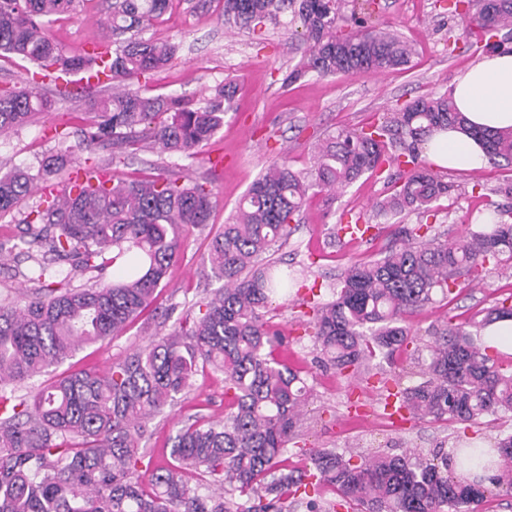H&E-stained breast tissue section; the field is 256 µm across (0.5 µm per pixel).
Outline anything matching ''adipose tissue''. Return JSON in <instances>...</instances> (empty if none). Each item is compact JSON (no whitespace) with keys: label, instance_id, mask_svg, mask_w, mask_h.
<instances>
[{"label":"adipose tissue","instance_id":"1","mask_svg":"<svg viewBox=\"0 0 512 512\" xmlns=\"http://www.w3.org/2000/svg\"><path fill=\"white\" fill-rule=\"evenodd\" d=\"M450 93L472 124L494 130L512 128V53L485 55L456 77ZM425 153L440 168L467 170L485 161L479 143L456 129L435 135Z\"/></svg>","mask_w":512,"mask_h":512}]
</instances>
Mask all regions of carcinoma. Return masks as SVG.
Listing matches in <instances>:
<instances>
[{"label": "carcinoma", "mask_w": 512, "mask_h": 512, "mask_svg": "<svg viewBox=\"0 0 512 512\" xmlns=\"http://www.w3.org/2000/svg\"><path fill=\"white\" fill-rule=\"evenodd\" d=\"M170 2L114 0L99 18L108 42L104 61L65 55L48 32L50 23L76 12L77 0H0V57L38 67L26 86L0 88V134L51 110L40 72L112 71V95L90 101L94 118L76 145L44 158L35 174L20 168L0 174V215L66 174L63 195L31 207L11 246L30 262L24 305L0 298V512H287L290 497L307 512H324L327 486L354 512H475L486 493L511 494L512 434L492 448L459 449L471 477L451 475L454 458L440 451L354 464L330 448H311L308 466L282 467L308 389L301 371L275 356L283 337L265 310L276 290L288 287L290 273L271 256L287 242L309 191L341 193L386 166L397 175L373 205L374 216L428 212L454 190L424 155L440 130L476 139L489 165L512 164V129H474L448 92L416 99L361 130H339L314 147L305 173L286 160L269 166L210 241V271L224 286L196 302L198 312L166 336L106 373H63L29 400L8 388L121 333L150 305L178 258L185 228L209 222L213 193L197 180L159 174L72 185L77 149L106 145L123 153L150 143L189 158L224 127L233 110L231 85L199 107L130 89L177 54L171 42L139 37ZM456 9L479 41L494 38L500 49L499 34L512 35V0H457ZM287 12L307 45L294 79L310 72L386 74L411 62L409 43L364 18L338 34L347 22L341 0H223L229 25ZM430 229L398 228V244L383 256L351 262L335 299L304 301L315 344L339 372L355 375L377 357L392 360L411 339L409 314L438 295L447 298L489 265L512 268V211L495 206L480 228L452 241L428 238ZM111 268L126 274L110 284L73 285L86 274L100 281ZM503 319H512V304L504 301L474 327ZM428 333L433 345L424 380L391 394L396 409L452 423L512 413V360L494 358L461 324L448 321ZM208 368L224 374L229 412L222 420L185 423L170 438L169 465L143 469L150 421ZM187 474L208 476L209 484L192 489ZM235 492L246 503L229 499Z\"/></svg>", "instance_id": "1"}]
</instances>
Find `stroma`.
<instances>
[{
    "label": "stroma",
    "instance_id": "stroma-1",
    "mask_svg": "<svg viewBox=\"0 0 512 512\" xmlns=\"http://www.w3.org/2000/svg\"><path fill=\"white\" fill-rule=\"evenodd\" d=\"M197 2L172 0L168 11L147 30V37L175 43L178 52L164 69L142 78L138 88L202 106L217 88L234 83L235 106L226 115L223 129L192 158L146 149L116 161L102 148L78 152L77 158L109 164L113 174L124 178L173 172L204 182L214 194L215 207L205 228H193L184 235L180 256L154 302L120 335L76 351L57 366V373L106 372L133 348L172 330L207 291L221 287V280L207 276L210 238L231 220L239 200L267 166L285 159L294 170H308L319 140L342 128H361L412 99L448 91L455 77L486 53L483 46L466 39L464 25L454 11L455 0H378L373 21L392 25L415 46L407 69L383 75L310 73L290 83L286 76L300 61L301 52L288 16H281L279 24L255 30L229 28L220 0H210L203 8ZM111 3L80 0L76 14L50 24V35L65 53H83L86 44L101 38L97 20ZM43 90L54 102L52 111L0 135V171L38 168L57 147L52 128H82L88 119L87 96L106 95L112 87L98 85L87 95L62 93L48 84ZM440 175L456 184L455 193L439 198L426 215L405 213L380 220L376 235L360 243H330L329 230L343 223L346 215L371 213L373 204L387 191L385 177L363 175L329 204L323 196H311L294 232L279 250V258L298 283L273 296L272 320L286 338L281 354L301 370L310 389L296 441L288 446L294 466L303 464L299 453L303 447L333 448L357 458L399 454L409 448L423 453L439 448L449 453L466 440L488 447L512 433V414L475 424L430 418L394 424L384 417L387 387L420 381L421 366L429 356V329L450 318L468 322L512 295V269L490 270L478 285L456 289L448 299L411 316L415 339L395 363L374 362L353 377L326 362L299 321L302 298L313 295L324 302L331 300L347 265L380 257L393 244L397 226L429 224L441 239L452 240L474 227L489 203L512 209V197L498 192L500 186L512 183V166L444 169ZM476 182L481 185L477 191L472 188ZM228 408L223 375L210 369L196 375L177 402L150 424L146 453L152 466L167 465L170 438L188 418L216 420Z\"/></svg>",
    "mask_w": 512,
    "mask_h": 512
}]
</instances>
